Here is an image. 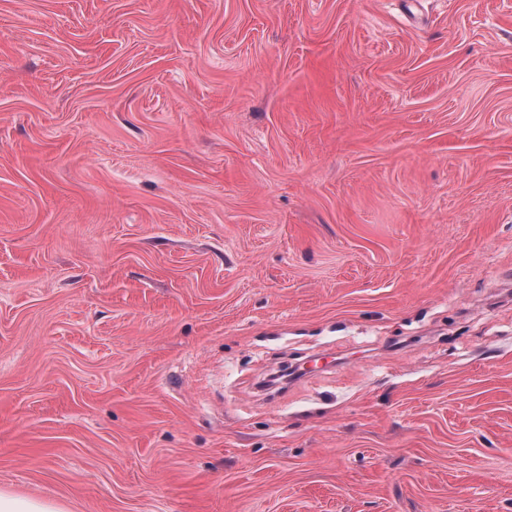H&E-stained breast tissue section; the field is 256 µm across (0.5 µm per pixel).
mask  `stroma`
<instances>
[{
  "label": "stroma",
  "instance_id": "stroma-1",
  "mask_svg": "<svg viewBox=\"0 0 512 512\" xmlns=\"http://www.w3.org/2000/svg\"><path fill=\"white\" fill-rule=\"evenodd\" d=\"M0 489L512 512V0H0Z\"/></svg>",
  "mask_w": 512,
  "mask_h": 512
}]
</instances>
